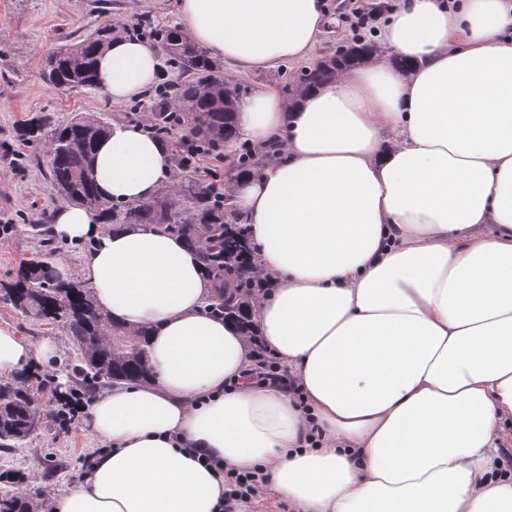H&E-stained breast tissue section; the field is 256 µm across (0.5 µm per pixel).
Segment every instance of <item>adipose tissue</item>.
Listing matches in <instances>:
<instances>
[{
  "instance_id": "ef3b65f1",
  "label": "adipose tissue",
  "mask_w": 512,
  "mask_h": 512,
  "mask_svg": "<svg viewBox=\"0 0 512 512\" xmlns=\"http://www.w3.org/2000/svg\"><path fill=\"white\" fill-rule=\"evenodd\" d=\"M325 0H178L183 33L238 69L310 61ZM377 50L320 88L237 105L240 138L281 157L231 187L269 290L253 329L212 316L199 252L156 225L59 209L47 230L90 242L83 275L115 324L147 330L154 371L92 398L103 444L56 512H219L198 453L264 474L290 512H512L492 473L512 419V0H394ZM159 73L114 37L96 63L117 104ZM100 193L147 202L166 146L114 120L93 156ZM296 378L251 380V342ZM53 345L0 329V377Z\"/></svg>"
}]
</instances>
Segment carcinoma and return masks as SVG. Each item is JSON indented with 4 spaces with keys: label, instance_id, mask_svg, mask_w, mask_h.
Instances as JSON below:
<instances>
[{
    "label": "carcinoma",
    "instance_id": "1",
    "mask_svg": "<svg viewBox=\"0 0 512 512\" xmlns=\"http://www.w3.org/2000/svg\"><path fill=\"white\" fill-rule=\"evenodd\" d=\"M171 67L186 74V79L161 90L162 102L146 132L164 141L170 137L165 112L176 106L193 123L192 134L205 141L235 146L234 171L253 174L271 156L282 151L273 140L253 146L239 143L235 128L236 107L225 103L224 77L201 48L191 43L177 27L155 30ZM112 23L106 22L81 42L63 44L46 59V82L63 90L95 88L96 56L112 40ZM374 44L357 37L336 49L316 65L301 70L294 79L295 90L309 91L334 80L349 67L369 59ZM109 126L90 116L76 115L58 124L46 113L33 116L19 128L25 140L43 143L48 176L57 191L73 204L95 206L108 224H159L184 237L199 249L209 279L216 288L208 309L224 320L235 319L248 327L247 314L259 298V290L234 272L255 263L248 242V225L242 219L228 224L224 220L226 197L199 181L189 186L192 206L181 212L174 193L184 188L188 175L184 163L175 167L171 190L146 203L121 205L102 197L93 175V148L108 133ZM6 299L22 314L40 320L61 322L80 351L74 371L87 385H114L139 381L150 374L144 347L146 333L114 325L101 311L91 288L65 283L53 270L50 256L31 260L22 280L6 292ZM44 379L22 373L12 381H0V449L15 447L28 439L39 426L36 395Z\"/></svg>",
    "mask_w": 512,
    "mask_h": 512
}]
</instances>
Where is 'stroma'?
Here are the masks:
<instances>
[{"label":"stroma","mask_w":512,"mask_h":512,"mask_svg":"<svg viewBox=\"0 0 512 512\" xmlns=\"http://www.w3.org/2000/svg\"><path fill=\"white\" fill-rule=\"evenodd\" d=\"M177 4L178 0H0V288L17 281L22 266L45 253L66 281L82 284L83 259L91 249L87 243L35 235L34 225L50 224L66 201L48 178L40 146L18 136L24 121L40 112L61 121L87 112L108 124L121 119L141 127L148 124L159 101L154 86L141 98L122 104L113 103L101 88H51L41 78L45 56L58 45L80 42L108 20L131 29L144 17L158 28L176 25ZM219 68L224 78L247 91L272 87L289 99L294 95L291 75L300 65L287 61L268 70L241 71L223 62ZM0 328L33 344L52 341L51 356L35 371L56 376L59 390L74 389L71 368L77 348L60 324L23 316L0 300ZM63 405L60 398L39 394L37 433L16 448L0 450V493L9 492L41 512H54L58 493L73 480L71 462L96 446L77 421H55Z\"/></svg>","instance_id":"stroma-1"}]
</instances>
